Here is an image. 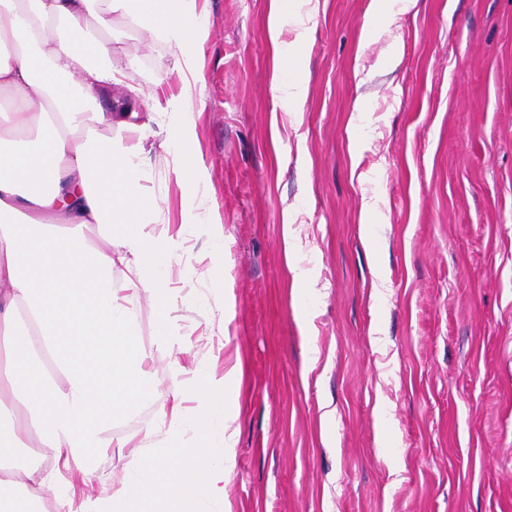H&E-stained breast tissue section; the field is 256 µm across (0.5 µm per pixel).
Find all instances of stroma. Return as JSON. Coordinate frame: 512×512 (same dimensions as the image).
Returning a JSON list of instances; mask_svg holds the SVG:
<instances>
[{"mask_svg": "<svg viewBox=\"0 0 512 512\" xmlns=\"http://www.w3.org/2000/svg\"><path fill=\"white\" fill-rule=\"evenodd\" d=\"M370 4L288 0L274 41L272 0H197L207 36L179 109L205 177L190 192L181 148L161 146L182 49L121 16L103 33L113 95L140 92L154 221L179 242L178 338L159 344L152 300L130 292L152 399L104 431L96 482L69 474L75 501L123 486L116 442L141 447L175 383L238 359L237 409L211 428L218 448L236 432L228 502L202 512H512V0H391L385 22ZM288 45L299 105L274 91Z\"/></svg>", "mask_w": 512, "mask_h": 512, "instance_id": "stroma-1", "label": "stroma"}]
</instances>
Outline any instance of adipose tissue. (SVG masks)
Instances as JSON below:
<instances>
[{"instance_id":"obj_1","label":"adipose tissue","mask_w":512,"mask_h":512,"mask_svg":"<svg viewBox=\"0 0 512 512\" xmlns=\"http://www.w3.org/2000/svg\"><path fill=\"white\" fill-rule=\"evenodd\" d=\"M92 2L0 0V91L11 95L0 107V460L34 436L89 484L103 429L152 395L125 290L152 296L160 343L176 334L174 240L152 222L141 149L123 141L132 104L112 100V46L98 34L113 16L131 19L183 47L191 74L205 34L197 0H106L98 12ZM90 224L106 247L82 236ZM241 379L238 360L199 369L195 446L120 455L129 482L88 512H199L201 498L225 499L234 435L213 448L211 416L231 408ZM47 481L36 464L1 473L0 512H33ZM16 484L22 497L6 501Z\"/></svg>"}]
</instances>
